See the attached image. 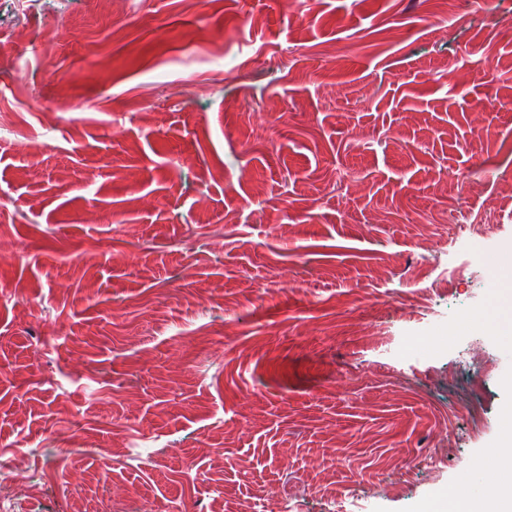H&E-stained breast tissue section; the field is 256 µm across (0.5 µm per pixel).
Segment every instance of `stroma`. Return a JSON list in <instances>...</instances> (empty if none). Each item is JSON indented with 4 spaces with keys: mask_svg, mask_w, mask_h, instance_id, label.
I'll return each mask as SVG.
<instances>
[{
    "mask_svg": "<svg viewBox=\"0 0 512 512\" xmlns=\"http://www.w3.org/2000/svg\"><path fill=\"white\" fill-rule=\"evenodd\" d=\"M38 9L20 36L0 10L16 512H336L334 489L365 512L466 507L512 416L474 323L512 248V0ZM116 428L149 436L153 464L114 467Z\"/></svg>",
    "mask_w": 512,
    "mask_h": 512,
    "instance_id": "1",
    "label": "stroma"
}]
</instances>
